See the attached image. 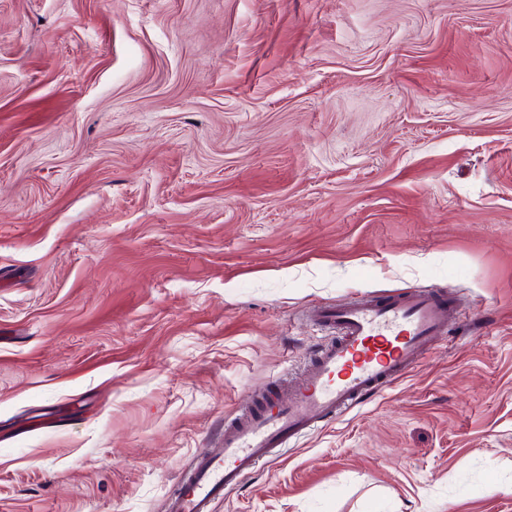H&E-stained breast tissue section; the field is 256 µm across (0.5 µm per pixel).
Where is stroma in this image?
<instances>
[{
	"instance_id": "1",
	"label": "stroma",
	"mask_w": 512,
	"mask_h": 512,
	"mask_svg": "<svg viewBox=\"0 0 512 512\" xmlns=\"http://www.w3.org/2000/svg\"><path fill=\"white\" fill-rule=\"evenodd\" d=\"M419 288L453 334L213 512H512V0H0V512H168Z\"/></svg>"
}]
</instances>
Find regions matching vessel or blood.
<instances>
[{"mask_svg": "<svg viewBox=\"0 0 512 512\" xmlns=\"http://www.w3.org/2000/svg\"><path fill=\"white\" fill-rule=\"evenodd\" d=\"M447 293L421 289L359 297L316 309L313 321L336 338L300 379L277 384L259 406L224 427L218 445L183 475L169 512H212L259 465L402 379L458 320Z\"/></svg>", "mask_w": 512, "mask_h": 512, "instance_id": "obj_1", "label": "vessel or blood"}]
</instances>
